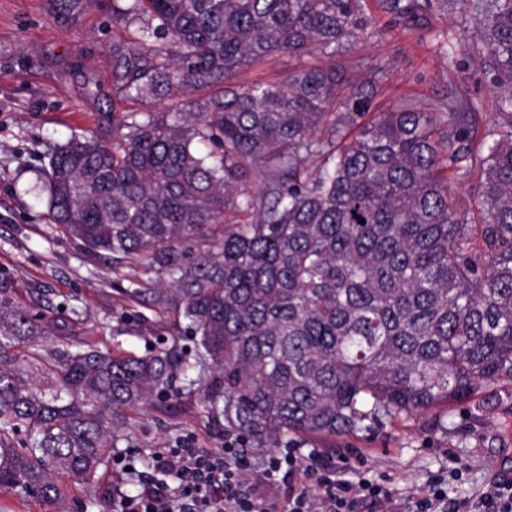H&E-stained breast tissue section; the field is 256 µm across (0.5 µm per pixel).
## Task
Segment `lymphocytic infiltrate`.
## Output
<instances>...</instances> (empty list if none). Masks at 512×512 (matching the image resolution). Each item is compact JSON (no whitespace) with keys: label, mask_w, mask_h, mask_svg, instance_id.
Masks as SVG:
<instances>
[{"label":"lymphocytic infiltrate","mask_w":512,"mask_h":512,"mask_svg":"<svg viewBox=\"0 0 512 512\" xmlns=\"http://www.w3.org/2000/svg\"><path fill=\"white\" fill-rule=\"evenodd\" d=\"M155 478L123 496L117 512H364L385 491L367 479L340 480L328 461L300 449L269 457L259 478L244 480V449L219 451L181 443L160 449ZM411 512H512V481L494 482L474 500L450 502L443 479L430 482Z\"/></svg>","instance_id":"1"}]
</instances>
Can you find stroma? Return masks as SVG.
Segmentation results:
<instances>
[{
  "label": "stroma",
  "instance_id": "stroma-1",
  "mask_svg": "<svg viewBox=\"0 0 512 512\" xmlns=\"http://www.w3.org/2000/svg\"><path fill=\"white\" fill-rule=\"evenodd\" d=\"M474 27V17L434 11L424 27L345 45L332 62L372 90L378 111L411 100L434 103L452 87L434 32L456 43L471 39ZM133 36V29L113 22L112 0H0V289L57 340L136 354L163 340L190 351L195 344L174 314L128 296L142 270L95 258L63 236L42 190V170L54 151L103 132L114 95L112 44ZM453 87L459 99L479 100L472 126L482 137L496 118L484 76L470 73ZM183 387L175 381L165 407L129 413L127 441L101 469L95 489L71 493L69 512H112L106 494L135 491L123 467L150 471L155 449L186 440L198 448L223 447V423L208 419ZM315 450L327 460L349 457L339 478H366L388 489L391 498L379 512H404L409 497L456 465L463 478L449 483V498H473L494 481L512 480V397L479 394L316 443Z\"/></svg>",
  "mask_w": 512,
  "mask_h": 512
}]
</instances>
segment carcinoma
<instances>
[{"mask_svg": "<svg viewBox=\"0 0 512 512\" xmlns=\"http://www.w3.org/2000/svg\"><path fill=\"white\" fill-rule=\"evenodd\" d=\"M380 4L408 30L437 8L478 16L470 43L434 40L449 83L472 67L487 78L497 119L479 143L478 103L463 112L451 91L371 116V94L334 64L235 84L276 55L332 57L384 34L369 0H126L112 19L137 29L112 44V135L70 140L43 170L60 232L134 260L147 279L130 296L197 338L195 364L216 367L200 406L245 448L512 384V0ZM473 175L463 209L455 185ZM189 369L175 345L50 342L0 294V491L67 512L126 413Z\"/></svg>", "mask_w": 512, "mask_h": 512, "instance_id": "carcinoma-1", "label": "carcinoma"}]
</instances>
